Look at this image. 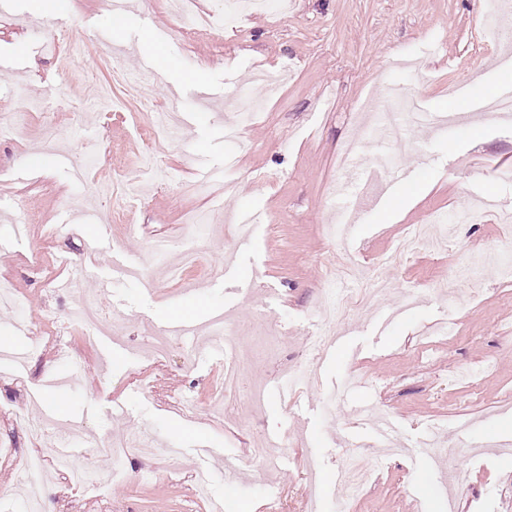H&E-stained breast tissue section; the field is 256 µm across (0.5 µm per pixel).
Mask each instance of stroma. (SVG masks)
<instances>
[{"instance_id":"35a3bbf8","label":"stroma","mask_w":512,"mask_h":512,"mask_svg":"<svg viewBox=\"0 0 512 512\" xmlns=\"http://www.w3.org/2000/svg\"><path fill=\"white\" fill-rule=\"evenodd\" d=\"M278 2L226 32L186 26L172 0H141L118 42L108 38L107 0H54L48 20L33 0L0 10V61L13 67L0 72V281L14 292L0 305V512H25L15 475L37 443L23 419L41 414L97 441L162 435L152 456L133 451L118 467L90 455V467L109 474L100 487L50 475L56 512H212L215 501L224 512H303L307 465L330 502L353 441L368 476L348 512H414L418 503L423 512H507L512 276L474 260L512 264V223L498 217L512 212V114L486 99L491 89L512 96V71L501 66L512 13L495 0H288L283 11ZM50 38L79 42L69 69L45 53ZM396 86L441 127L406 119L374 137L368 116ZM243 91L263 102L247 122L224 108ZM29 100L45 101L46 112L26 111ZM144 101L190 123L153 145L161 182L139 162L152 120ZM382 160L409 177L376 192ZM205 167L223 168V181L201 182ZM468 207L475 215L457 225L452 248L384 264L407 225ZM246 208L262 219L243 247L236 217ZM111 209L120 217L105 221ZM202 211L209 237L170 280L192 234L187 218ZM157 235L171 251L150 264ZM338 256L363 272L340 340L281 396L307 344L329 331L321 291ZM86 257L80 293L61 289L64 259ZM84 293L112 324V361L83 343L75 313ZM178 313L222 315L239 343L240 383L223 406L211 401L224 368L206 333L172 336L166 358L150 356ZM62 351L80 363L61 367ZM370 407L397 422L405 454L386 455L364 420ZM259 442L273 446L275 465L252 457ZM438 446L454 477L436 471ZM226 455L241 460L242 485L225 484ZM201 474L207 502L193 492Z\"/></svg>"}]
</instances>
